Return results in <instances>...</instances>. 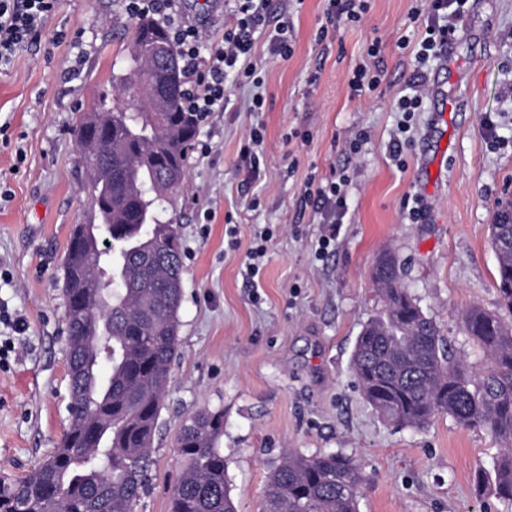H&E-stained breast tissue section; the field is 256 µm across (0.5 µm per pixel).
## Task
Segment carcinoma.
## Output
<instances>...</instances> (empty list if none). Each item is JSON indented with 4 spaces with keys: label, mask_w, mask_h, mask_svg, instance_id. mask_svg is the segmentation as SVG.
Here are the masks:
<instances>
[{
    "label": "carcinoma",
    "mask_w": 512,
    "mask_h": 512,
    "mask_svg": "<svg viewBox=\"0 0 512 512\" xmlns=\"http://www.w3.org/2000/svg\"><path fill=\"white\" fill-rule=\"evenodd\" d=\"M159 42L180 55L164 22L137 17L112 106L93 109L77 129L100 223L73 225L64 259L66 357L73 367L69 426L29 475L0 479V512H134L146 491L182 298L181 237L158 213L177 191L165 171L185 170L198 127L183 106L182 70L164 111L154 100L131 109L122 101L128 88L155 78ZM490 244L502 306L512 314V223L495 219ZM372 279L383 311L363 326L351 356L364 399L398 426L424 427L447 413L507 441L477 483H490L512 502V321L478 305L463 313L464 335L486 358L474 375L408 293L391 254L379 258ZM223 430V414L209 410L183 427L186 465L170 512H235L216 447ZM364 482L361 467L343 454L288 450L269 474L263 512H358Z\"/></svg>",
    "instance_id": "cac0c4a2"
}]
</instances>
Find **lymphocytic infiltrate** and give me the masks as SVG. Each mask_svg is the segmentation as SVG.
Returning a JSON list of instances; mask_svg holds the SVG:
<instances>
[{
    "instance_id": "f902f5d3",
    "label": "lymphocytic infiltrate",
    "mask_w": 512,
    "mask_h": 512,
    "mask_svg": "<svg viewBox=\"0 0 512 512\" xmlns=\"http://www.w3.org/2000/svg\"><path fill=\"white\" fill-rule=\"evenodd\" d=\"M236 20L225 28L221 40L210 48L208 59H201L197 27L187 24L172 26L171 34L182 52V62L189 81L185 107L199 120L222 111L226 98L224 80L228 72L253 76L252 50L256 35H264L270 54L288 57V24H271L268 0H236ZM57 0H0V66L9 64L13 55L36 39L51 15ZM467 0H428L423 13L425 29L416 59L419 64L411 79V92L400 98L398 107L404 114L416 112L422 104L426 75L422 69L431 57L457 31L455 22L464 11ZM347 177L307 187L306 199L312 200L322 214L325 228L319 239L320 251H327L336 239V226L347 214Z\"/></svg>"
}]
</instances>
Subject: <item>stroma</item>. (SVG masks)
Listing matches in <instances>:
<instances>
[{"label":"stroma","instance_id":"1","mask_svg":"<svg viewBox=\"0 0 512 512\" xmlns=\"http://www.w3.org/2000/svg\"><path fill=\"white\" fill-rule=\"evenodd\" d=\"M415 0H368L362 21L318 41L324 0H270L292 52L253 49L256 72L229 74L189 153L186 184L160 219L184 249L178 353L152 446L149 488L136 512H170L185 460L187 417L222 411L216 442L236 512H260L285 450L341 453L362 467L358 512H512L478 487L505 443L448 414L423 428L383 420L350 359L383 304L371 279L392 251L404 282L455 355L482 369L461 314L501 310L489 226L512 193V0H468L454 38L426 67L427 94L401 155L403 119L423 24ZM234 0H175L205 44L235 22ZM125 0H58L38 41L0 68V477H26L69 426L63 261L72 225L97 221L76 129L111 95L133 43ZM407 49H399L400 38ZM378 43L381 82L350 98L348 80ZM261 111H251L254 95ZM259 130L251 172L240 149ZM366 133L358 152L349 143ZM349 178L348 210L327 254L321 217L303 208L309 178ZM424 207L422 218L412 209ZM272 232L258 287L242 275L256 230Z\"/></svg>","mask_w":512,"mask_h":512}]
</instances>
